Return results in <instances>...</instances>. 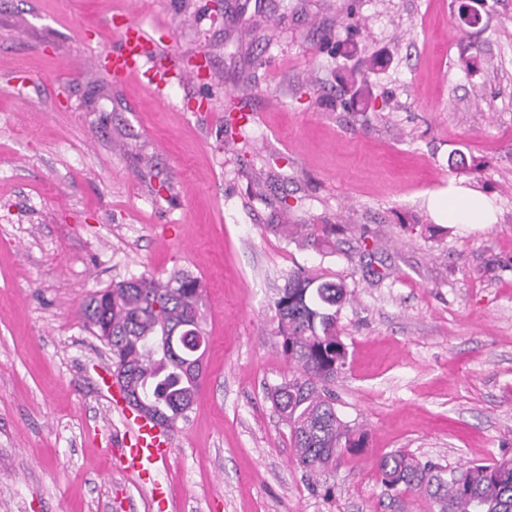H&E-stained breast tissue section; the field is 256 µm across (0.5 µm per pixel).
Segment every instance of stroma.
<instances>
[{
	"instance_id": "obj_1",
	"label": "stroma",
	"mask_w": 512,
	"mask_h": 512,
	"mask_svg": "<svg viewBox=\"0 0 512 512\" xmlns=\"http://www.w3.org/2000/svg\"><path fill=\"white\" fill-rule=\"evenodd\" d=\"M119 6L193 73L157 103L101 71ZM452 185L496 223L437 222ZM300 267L355 292L333 393L365 442L317 490L266 395ZM177 273L209 344L157 502L110 458L112 354L80 309ZM394 450L512 458V0H0V512H439L387 491ZM291 225L296 226V228H290ZM298 226H300V230H298ZM273 230L283 234L286 237L299 233L307 241H310L312 237L313 241H315L318 239L317 232L320 230L326 237L336 235V224H277L274 225Z\"/></svg>"
}]
</instances>
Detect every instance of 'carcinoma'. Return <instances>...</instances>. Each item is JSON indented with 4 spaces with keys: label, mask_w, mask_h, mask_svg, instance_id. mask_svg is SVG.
I'll list each match as a JSON object with an SVG mask.
<instances>
[{
    "label": "carcinoma",
    "mask_w": 512,
    "mask_h": 512,
    "mask_svg": "<svg viewBox=\"0 0 512 512\" xmlns=\"http://www.w3.org/2000/svg\"><path fill=\"white\" fill-rule=\"evenodd\" d=\"M286 237L318 239L336 234L334 224H275ZM352 291L302 268L288 273L274 300L276 336L283 355L296 368L270 387L267 398L289 428L296 457L306 475L336 467L343 450L363 447L364 436L336 411L331 386L345 370L348 347L336 331L337 315ZM200 281L175 275L166 281L132 278L88 298L83 318L96 329L120 365L115 379L134 397V409L168 426L185 417L198 389L189 362L206 336ZM383 485L402 486L435 499L441 512H512V458L445 469L403 452L377 461Z\"/></svg>",
    "instance_id": "carcinoma-1"
}]
</instances>
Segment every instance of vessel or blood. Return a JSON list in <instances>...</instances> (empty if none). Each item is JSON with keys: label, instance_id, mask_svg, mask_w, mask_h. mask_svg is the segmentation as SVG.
<instances>
[{"label": "vessel or blood", "instance_id": "obj_1", "mask_svg": "<svg viewBox=\"0 0 512 512\" xmlns=\"http://www.w3.org/2000/svg\"><path fill=\"white\" fill-rule=\"evenodd\" d=\"M117 45L106 55L108 68L114 78L134 75L148 60L152 38L136 21H125L117 29ZM172 436L169 429L137 415L127 422V431L121 443V462L127 472L148 484L153 499L164 500L168 493L158 480L157 470L171 455Z\"/></svg>", "mask_w": 512, "mask_h": 512}]
</instances>
